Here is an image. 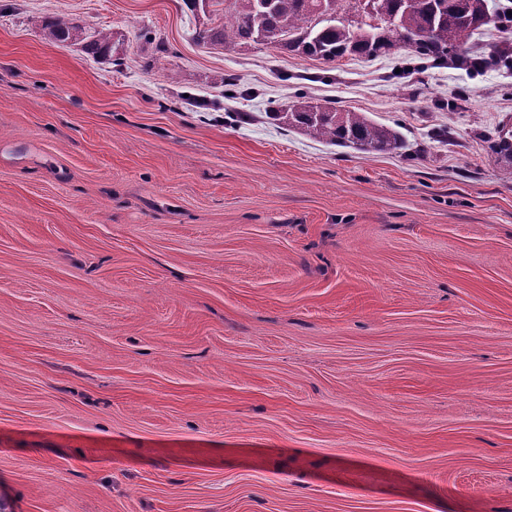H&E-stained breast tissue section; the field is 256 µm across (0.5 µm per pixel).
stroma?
I'll use <instances>...</instances> for the list:
<instances>
[{
  "mask_svg": "<svg viewBox=\"0 0 512 512\" xmlns=\"http://www.w3.org/2000/svg\"><path fill=\"white\" fill-rule=\"evenodd\" d=\"M203 20L0 0V498L512 512V69L227 49ZM302 100L405 147L271 120ZM47 37L57 42L82 43L84 48L97 56L112 52V35L102 31L91 32L72 18L56 16L41 21ZM270 115L310 137L362 152H394L403 146L400 133L393 127L377 123L361 112H341L326 103L298 101Z\"/></svg>",
  "mask_w": 512,
  "mask_h": 512,
  "instance_id": "obj_1",
  "label": "stroma"
}]
</instances>
